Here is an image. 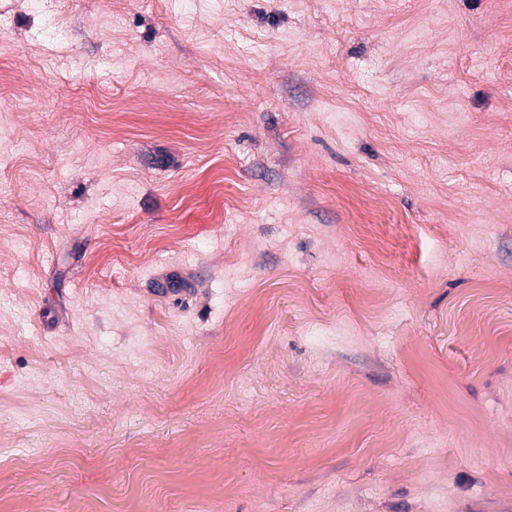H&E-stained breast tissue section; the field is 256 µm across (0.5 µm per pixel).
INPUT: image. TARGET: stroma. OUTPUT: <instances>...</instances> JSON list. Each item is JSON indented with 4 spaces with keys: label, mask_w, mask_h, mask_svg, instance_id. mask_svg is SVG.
I'll return each instance as SVG.
<instances>
[{
    "label": "stroma",
    "mask_w": 512,
    "mask_h": 512,
    "mask_svg": "<svg viewBox=\"0 0 512 512\" xmlns=\"http://www.w3.org/2000/svg\"><path fill=\"white\" fill-rule=\"evenodd\" d=\"M0 0V512H512V0Z\"/></svg>",
    "instance_id": "stroma-1"
}]
</instances>
